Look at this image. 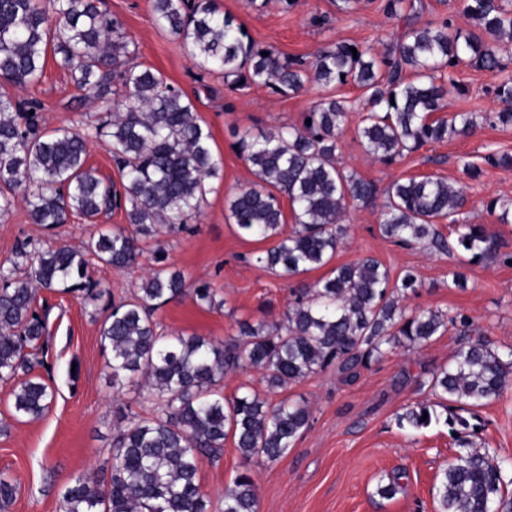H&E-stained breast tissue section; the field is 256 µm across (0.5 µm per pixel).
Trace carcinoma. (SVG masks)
<instances>
[{
    "label": "carcinoma",
    "instance_id": "cac0c4a2",
    "mask_svg": "<svg viewBox=\"0 0 512 512\" xmlns=\"http://www.w3.org/2000/svg\"><path fill=\"white\" fill-rule=\"evenodd\" d=\"M101 0H0V78L16 88L41 80L48 53L71 74L75 86L104 98L112 82L125 89L112 117L89 134L77 128L40 131L41 106L0 94V217L23 193L33 224H65L73 216L94 218L122 210L135 227L100 234L83 249L66 245L41 250L17 244L11 267L0 266V382L13 384L11 418H39L54 392L33 375L45 353L49 332L38 314L37 289L90 291L88 267L98 261L114 268L138 264L140 238L159 228L185 229L198 213L209 185L223 178L212 134L193 101L150 68L129 63V41L121 23L100 7ZM157 24L185 47L197 64L224 74L234 88L267 86L297 92L310 83L327 86L348 80L365 95L366 112L358 136L366 151L392 165L430 143L468 135L479 115L459 112L435 118L445 96L462 86L451 75L460 62L503 72L497 45L512 42L509 0H464L471 28L429 21L412 27L385 54L337 41L306 62L282 55L248 38L211 0H153ZM356 51H351V48ZM268 55H262V52ZM505 107L483 120L512 127V75L494 89ZM350 105L323 98L304 113L311 124L283 127L261 136H236L234 148L258 179L225 199L227 219L259 240L276 239L256 262L278 274L299 275L327 265L348 237L343 218L349 204L368 205L375 184L336 161L337 141ZM105 136L120 185L105 182L87 166L90 137ZM379 231L400 246L423 245L448 252L437 221L455 226L457 247L467 262H480L496 249L495 235L483 224H460L466 203L462 188L440 177L393 181L383 190ZM291 205L296 228L283 233L280 196ZM130 301L115 306L103 323L102 351L110 354L112 385L144 380L140 398L155 415L125 409L112 437L101 477H74L59 494V512H209L200 491L201 459L215 460L233 437L244 462H275L288 454L310 427L306 404H275L242 389L224 398L219 385L231 371L252 368L267 387L284 391L330 366L352 380L403 347H421L447 327L469 326L460 313L407 312L404 301L417 288L409 269L393 281L373 257L334 268L331 275L300 290L282 320L244 323L239 336L217 343L204 336L157 331L153 312L186 294L183 274L163 256ZM26 268L25 276L15 271ZM512 386V359L505 361L482 337L466 336L448 365L431 372L428 387L436 404H417L398 415L400 428L418 430L442 421L455 433L454 462L436 486L438 512H512L502 494L508 470L486 451L474 448L477 425L461 415L499 399ZM406 474L398 472L377 494L390 498ZM17 483L0 474V512H10ZM249 471L224 490L222 512H256Z\"/></svg>",
    "mask_w": 512,
    "mask_h": 512
}]
</instances>
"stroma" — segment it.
Instances as JSON below:
<instances>
[{"label": "stroma", "mask_w": 512, "mask_h": 512, "mask_svg": "<svg viewBox=\"0 0 512 512\" xmlns=\"http://www.w3.org/2000/svg\"><path fill=\"white\" fill-rule=\"evenodd\" d=\"M384 2L358 0L344 14L338 0H297L287 12L280 0H268L260 10L248 8L245 0H213L217 11L234 16L256 43L308 61L338 41L384 52L408 26L430 20L446 18L454 28L469 27L463 0H410L412 8L401 19L386 15ZM104 4L131 43V63L160 72L192 99L200 120L212 133V150L223 163L224 178L215 182L186 230L164 231L142 241L138 267L90 266L89 274L98 284L97 300L78 292L39 291L51 339L35 372L54 389L55 399L41 417L13 421L9 434L0 437V472L16 479L18 486L11 512H58L61 489L77 475L96 472L107 458L119 408L137 403L140 386L127 383L113 388L99 332L112 311L113 298L138 288L158 251L164 252L169 266L183 272L188 287L208 284L224 302L223 307L208 308L188 295L160 307L154 319L167 335L194 334L227 342L238 335L242 322L281 321L299 289L329 276L331 267L372 256L389 269L391 278L408 269L417 273L418 287L406 301L408 311L464 313L472 319V336L487 337L500 355L512 352V266L499 260L500 254L512 252V211L491 213L484 207L492 197L512 199V169L489 167L475 181L461 172L463 161L478 160L491 151L512 152V128L486 124L474 134L424 146L387 166L367 154L360 143L357 126L365 101L354 83H311L300 92L286 94L264 86L235 89L223 75L200 69L179 41L160 29L152 0H104ZM453 75L464 90L448 93L443 117L457 112L486 115L502 109L492 93L498 74L464 62ZM0 93L41 102L49 131L80 122L95 125L105 116L99 102L80 101L70 74L51 58L41 82L17 89L0 81ZM330 96L353 105L338 140L339 164L382 189L410 176L435 175L456 183L467 198L461 220L487 225L496 235L498 257L468 264L454 248L439 253L419 245L397 246L379 231L381 205L376 202L349 208L348 238L330 266L285 278L257 265L253 257L269 248V241L241 233L227 220L224 209L227 197L257 182L249 164L233 148L235 137L300 125L304 112ZM125 225L120 210L90 221L74 217L54 227L34 224L19 200L0 218V264L9 265L21 239L44 248L79 249L92 237ZM456 271L465 274L466 287L453 285ZM462 337L460 326L451 324L428 345L396 350L362 371L355 381L330 368L271 394L275 402L286 398L306 403L312 415L310 427L287 455L249 468L234 440L226 439L220 459H203L200 466L201 490L210 502V512H221L225 488L246 468L254 476L257 512H437L435 488L458 447L444 424L412 433L399 429L395 416L407 406L432 402L426 385L430 373L448 364ZM476 414L481 424L473 438L476 446L512 463V387L499 400L477 407ZM397 472L404 475L401 490L390 498L377 495L378 484Z\"/></svg>", "instance_id": "stroma-1"}]
</instances>
